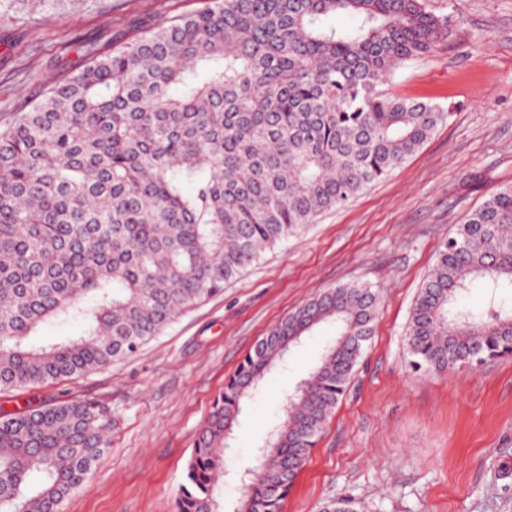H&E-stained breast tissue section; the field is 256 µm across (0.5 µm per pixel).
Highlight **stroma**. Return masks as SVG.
Wrapping results in <instances>:
<instances>
[{
    "instance_id": "1",
    "label": "stroma",
    "mask_w": 512,
    "mask_h": 512,
    "mask_svg": "<svg viewBox=\"0 0 512 512\" xmlns=\"http://www.w3.org/2000/svg\"><path fill=\"white\" fill-rule=\"evenodd\" d=\"M448 36L401 64L402 95L450 116L400 168L351 204L267 252L236 281L178 316L131 358L73 381L0 393V411L48 399L112 405L111 446L62 512H173L197 434L225 380L282 318L324 288L364 282L380 295L356 375L297 477L283 512H323L352 498L362 512H512V357L443 375L413 371L405 333L439 247L470 210L512 183V0H423ZM201 0H68L45 17L36 0L0 25V125L63 79L70 42L138 21L194 12ZM305 336L265 379L224 449V512L234 473L259 463L296 384L333 338Z\"/></svg>"
}]
</instances>
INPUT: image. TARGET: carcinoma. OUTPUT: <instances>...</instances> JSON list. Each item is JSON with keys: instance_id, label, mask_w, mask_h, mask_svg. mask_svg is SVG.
<instances>
[{"instance_id": "carcinoma-1", "label": "carcinoma", "mask_w": 512, "mask_h": 512, "mask_svg": "<svg viewBox=\"0 0 512 512\" xmlns=\"http://www.w3.org/2000/svg\"><path fill=\"white\" fill-rule=\"evenodd\" d=\"M348 14L357 25L329 24ZM448 19L422 0H203L119 40L78 38L79 63L0 129V392L76 379L135 353L323 213L416 153L449 113L392 91ZM191 190H186V187ZM512 183L437 255L406 332L410 366L443 373L512 355ZM377 294L326 288L274 325L225 381L175 512H223L224 445L251 392L314 328L336 325L264 441L241 512H282L355 375ZM83 333L47 344L48 322ZM112 434L102 398L0 413V512H61Z\"/></svg>"}]
</instances>
